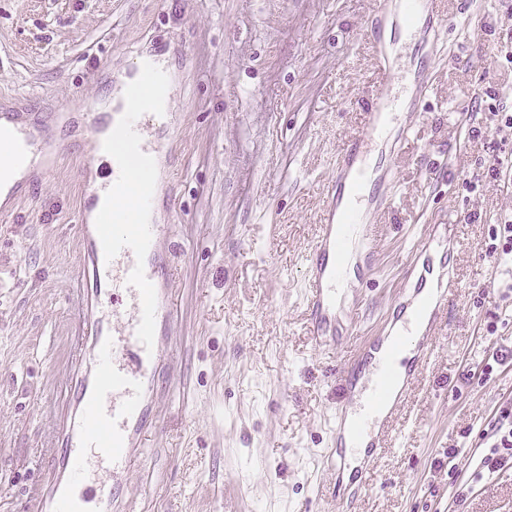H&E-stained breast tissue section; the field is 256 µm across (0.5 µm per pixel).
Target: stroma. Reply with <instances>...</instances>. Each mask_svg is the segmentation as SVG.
<instances>
[{"instance_id": "1", "label": "stroma", "mask_w": 512, "mask_h": 512, "mask_svg": "<svg viewBox=\"0 0 512 512\" xmlns=\"http://www.w3.org/2000/svg\"><path fill=\"white\" fill-rule=\"evenodd\" d=\"M505 0H439L442 33L417 31L379 54L377 0H0V109L32 122L66 114L63 146L0 213V512H34L82 346L84 247L76 216L89 164L83 109L104 101L116 69L143 52L175 74L173 138L157 200L175 320L158 367L156 426L145 460L118 475L135 512H512V471L469 483L466 460L441 466L466 431L489 429L512 398V365L483 377L493 346L512 344L501 293L512 275L486 254L512 214V179L483 181L490 109L512 113V65L498 56L512 26ZM393 72L429 79L419 111L396 109L392 133L366 137L364 100ZM495 99L479 97V90ZM365 138L392 186L374 219L378 268L339 321L360 333L314 350L304 264L325 221L324 190L348 141ZM450 222L458 251L455 312L396 420V439L365 483L331 455L334 417L350 398L343 372L390 306L423 225ZM496 333H488L489 324Z\"/></svg>"}]
</instances>
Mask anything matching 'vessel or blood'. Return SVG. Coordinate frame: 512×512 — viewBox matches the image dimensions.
<instances>
[{
  "label": "vessel or blood",
  "instance_id": "b4317fda",
  "mask_svg": "<svg viewBox=\"0 0 512 512\" xmlns=\"http://www.w3.org/2000/svg\"><path fill=\"white\" fill-rule=\"evenodd\" d=\"M433 0H402L399 27L416 28L426 22ZM137 93L139 111L128 113L124 140L129 152H171L169 139L152 136L150 117L168 99L164 83L144 72ZM12 136L33 154L36 165H52L56 142L41 136L35 123L8 113ZM360 141L341 154L342 167L327 187L326 199L335 219L321 225L307 258V328L319 351L336 347V290L349 287L346 260L357 254L364 275L376 269L377 251L372 231H359L362 182L358 167ZM126 158L118 156L110 182L111 207L95 210L85 203L78 228L85 254L80 280L92 281L82 318L90 328L82 371L71 383L70 402L76 417L60 441L53 460L55 479L35 500V512H81L70 490L88 470L86 449H95L101 467L130 462L138 455L142 431L151 421V405L158 392V358L144 355L138 344L154 335L161 317L170 315L164 282L171 276L162 224H132L124 211L130 185ZM457 240L453 225L429 224L413 242L402 265L401 287L394 300L390 326L384 335L363 342L348 368L352 383L370 372L358 411L336 414L334 436L341 448L364 451L363 471L374 468L384 448L391 445L396 413L403 407L410 385L429 357L440 325L448 318L457 291L453 260ZM124 288L131 305L123 312V328H116L104 309L114 302L111 288ZM361 383V382H360ZM99 500L107 512H126L128 505L113 481L100 485Z\"/></svg>",
  "mask_w": 512,
  "mask_h": 512
}]
</instances>
